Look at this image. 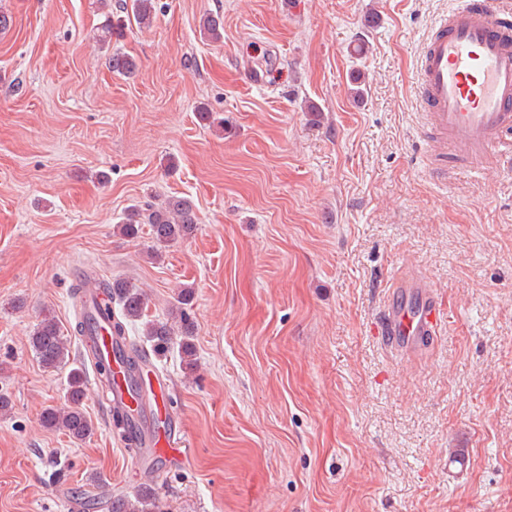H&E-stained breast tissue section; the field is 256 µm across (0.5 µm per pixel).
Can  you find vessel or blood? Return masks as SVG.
<instances>
[{
	"label": "vessel or blood",
	"instance_id": "1",
	"mask_svg": "<svg viewBox=\"0 0 512 512\" xmlns=\"http://www.w3.org/2000/svg\"><path fill=\"white\" fill-rule=\"evenodd\" d=\"M417 89L425 128L449 140L466 168L512 162V0H460L441 16L419 56ZM447 323L428 281L413 272L394 279L377 333L386 346L410 353ZM84 343L119 371L104 401L109 416L131 414L124 443L133 457L177 458L181 440L167 388L146 392L148 367L122 372L103 320H94Z\"/></svg>",
	"mask_w": 512,
	"mask_h": 512
}]
</instances>
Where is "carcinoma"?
Wrapping results in <instances>:
<instances>
[{
    "label": "carcinoma",
    "instance_id": "cac0c4a2",
    "mask_svg": "<svg viewBox=\"0 0 512 512\" xmlns=\"http://www.w3.org/2000/svg\"><path fill=\"white\" fill-rule=\"evenodd\" d=\"M155 18V0H132L131 15L113 16L105 13L100 26L99 41L109 43L112 36L119 35L126 23L133 20L141 27L152 25ZM200 31L212 42L224 38V20L218 14H206L199 22ZM113 72L129 76L137 69L136 61L121 52L108 57ZM198 224L196 206L192 199L168 196L128 207L119 224V231L126 238L135 240L143 228L149 229L152 239L151 255L162 256L166 248L189 238ZM101 288L112 297V305L99 308L107 320L109 335L113 341L126 339L133 326L141 325L142 336L150 343L153 354L160 355L178 345L186 367L193 368V336L196 322L193 313L194 292L190 287L180 289L169 302L168 318L164 321L150 319L147 315L149 299L141 288L124 278L101 281ZM68 336L64 334L55 316L45 314L34 325L29 336V345L37 361L47 371H67L64 402L43 410L40 417L42 427L61 431L75 442H83L95 434V425L83 408L85 398L84 364L70 358ZM111 512H169V506L159 497L156 488L146 485L135 494L118 495L112 498Z\"/></svg>",
    "mask_w": 512,
    "mask_h": 512
}]
</instances>
